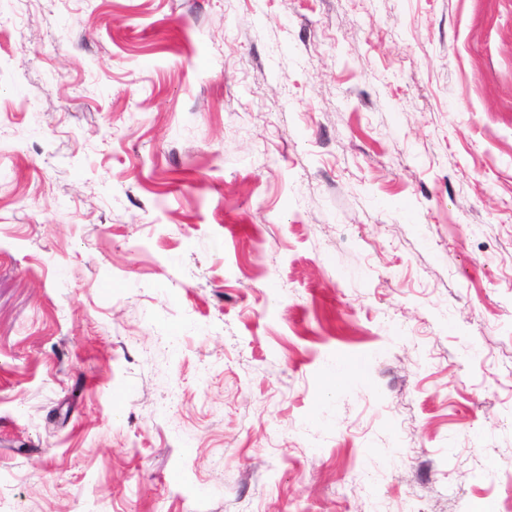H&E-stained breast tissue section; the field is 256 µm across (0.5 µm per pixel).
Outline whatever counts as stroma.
<instances>
[{
	"mask_svg": "<svg viewBox=\"0 0 512 512\" xmlns=\"http://www.w3.org/2000/svg\"><path fill=\"white\" fill-rule=\"evenodd\" d=\"M510 461L512 0H0V512H502Z\"/></svg>",
	"mask_w": 512,
	"mask_h": 512,
	"instance_id": "obj_1",
	"label": "stroma"
}]
</instances>
